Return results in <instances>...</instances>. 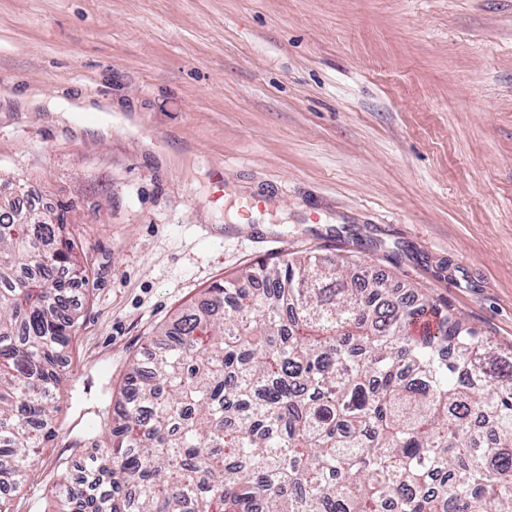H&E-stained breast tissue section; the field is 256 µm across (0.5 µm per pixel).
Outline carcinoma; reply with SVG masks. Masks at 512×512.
<instances>
[{
    "mask_svg": "<svg viewBox=\"0 0 512 512\" xmlns=\"http://www.w3.org/2000/svg\"><path fill=\"white\" fill-rule=\"evenodd\" d=\"M0 200V512L58 436L91 269L69 207ZM133 360L51 512H512V348L345 258L261 262Z\"/></svg>",
    "mask_w": 512,
    "mask_h": 512,
    "instance_id": "cac0c4a2",
    "label": "carcinoma"
}]
</instances>
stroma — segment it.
Returning a JSON list of instances; mask_svg holds the SVG:
<instances>
[{
	"label": "stroma",
	"mask_w": 512,
	"mask_h": 512,
	"mask_svg": "<svg viewBox=\"0 0 512 512\" xmlns=\"http://www.w3.org/2000/svg\"><path fill=\"white\" fill-rule=\"evenodd\" d=\"M17 179L93 266L59 435L10 500L50 512L133 358L257 263L349 256L512 347V0H0ZM258 191L287 203L242 222Z\"/></svg>",
	"instance_id": "obj_1"
}]
</instances>
